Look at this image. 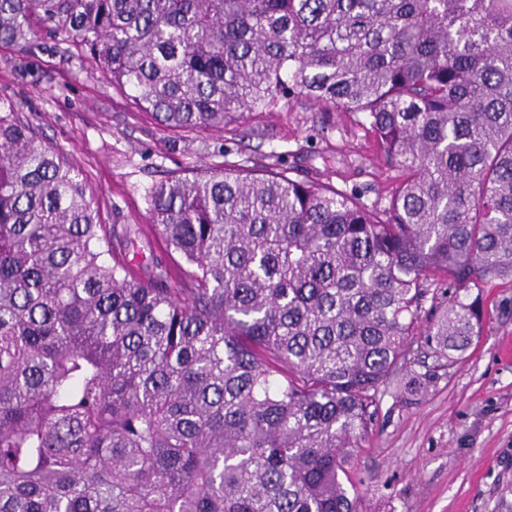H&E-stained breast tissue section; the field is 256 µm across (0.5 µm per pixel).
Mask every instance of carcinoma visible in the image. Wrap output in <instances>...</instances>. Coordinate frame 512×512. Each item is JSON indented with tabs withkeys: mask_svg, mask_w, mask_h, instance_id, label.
Returning a JSON list of instances; mask_svg holds the SVG:
<instances>
[{
	"mask_svg": "<svg viewBox=\"0 0 512 512\" xmlns=\"http://www.w3.org/2000/svg\"><path fill=\"white\" fill-rule=\"evenodd\" d=\"M43 36L168 130L307 100L395 176L379 209L249 158L170 176L179 274L140 276L0 110V512H358L381 389L439 378L512 284V0H0V46Z\"/></svg>",
	"mask_w": 512,
	"mask_h": 512,
	"instance_id": "obj_1",
	"label": "carcinoma"
}]
</instances>
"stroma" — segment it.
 I'll return each instance as SVG.
<instances>
[{
  "label": "stroma",
  "mask_w": 512,
  "mask_h": 512,
  "mask_svg": "<svg viewBox=\"0 0 512 512\" xmlns=\"http://www.w3.org/2000/svg\"><path fill=\"white\" fill-rule=\"evenodd\" d=\"M0 106L12 107L39 139L80 172L100 221L135 229V264L166 247L149 215L156 180L217 162L319 170L323 182L387 202L393 174L364 130L307 101L288 112L244 113L220 131L172 133L115 89L91 61L41 42L23 54L0 48ZM482 334L464 359L421 395L403 383L379 396L371 433L348 470L359 512H512V286L487 291Z\"/></svg>",
  "instance_id": "35a3bbf8"
}]
</instances>
